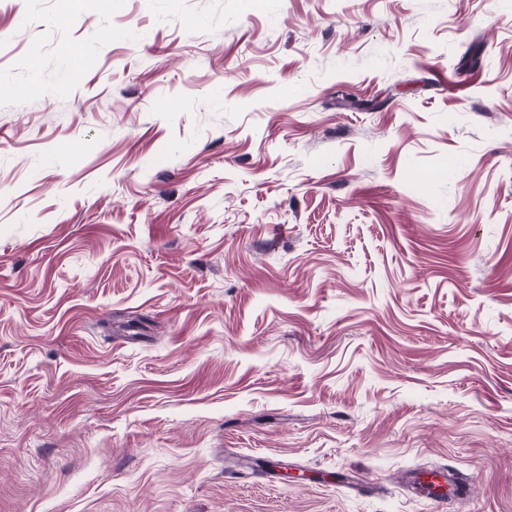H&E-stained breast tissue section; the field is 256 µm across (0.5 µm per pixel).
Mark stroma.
<instances>
[{
  "label": "stroma",
  "instance_id": "1",
  "mask_svg": "<svg viewBox=\"0 0 512 512\" xmlns=\"http://www.w3.org/2000/svg\"><path fill=\"white\" fill-rule=\"evenodd\" d=\"M0 512H512V0H0ZM405 483L427 492L439 502L462 500L467 494L463 481L452 470H448V474H444L437 481H425L420 474L411 473L406 476Z\"/></svg>",
  "mask_w": 512,
  "mask_h": 512
}]
</instances>
